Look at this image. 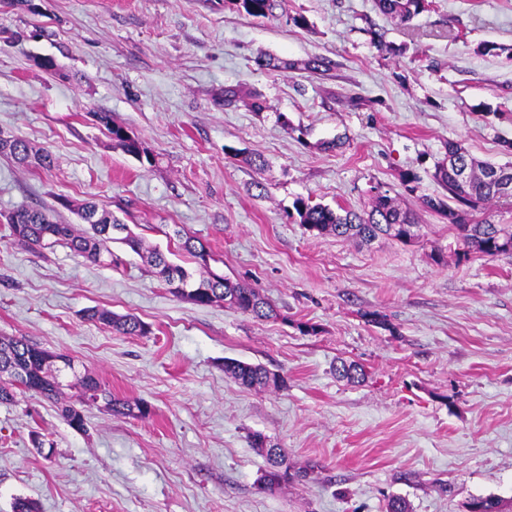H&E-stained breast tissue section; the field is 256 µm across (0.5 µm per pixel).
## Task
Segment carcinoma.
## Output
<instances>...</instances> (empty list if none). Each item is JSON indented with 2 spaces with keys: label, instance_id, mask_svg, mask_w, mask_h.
Returning <instances> with one entry per match:
<instances>
[{
  "label": "carcinoma",
  "instance_id": "1",
  "mask_svg": "<svg viewBox=\"0 0 512 512\" xmlns=\"http://www.w3.org/2000/svg\"><path fill=\"white\" fill-rule=\"evenodd\" d=\"M238 11L255 18H269L279 0H228ZM379 10L404 21L420 14L428 7V0H377ZM229 104L241 102L253 111L262 109L259 95L236 88L224 90ZM97 121L112 135V141L123 151L140 156L137 140L122 135L123 127L112 121L107 112L94 113ZM9 155L22 166L36 163L48 167L52 156L44 148L34 149L22 138L13 140ZM435 179L445 194L425 197L423 204L431 211L448 219L457 231L458 254L468 258L473 254L484 257L512 255V233H506L500 225L484 218L474 224L463 223L465 210L489 206L503 198L512 197V164L482 162L468 154L460 144L448 143V164L436 167ZM299 223L318 235L334 234L338 237L357 238L365 243L381 235H389L401 242H410L419 237L420 225L414 222L411 213L398 205L387 192L378 190L371 209L361 212L344 210L339 213L322 204H313L303 199L294 203ZM85 214L96 217V222L86 229L58 222L51 209L21 207L11 212L7 224L15 241L26 248L38 249L55 243H63L76 255L103 266H112L110 243L120 242L134 252L141 249V239L132 233L115 237L114 229H127L117 217L94 201H86L79 207ZM180 248L189 255L192 263L201 268L208 267L209 254L195 240L185 237ZM150 266L165 281L170 282L174 274L188 277V293L182 298L200 306L226 302L244 315L268 319L275 315L273 307L252 288L233 283L214 272L198 275L196 271L166 260L157 250L148 256ZM84 318L108 326L122 335L143 336L149 326L133 315H115L106 309L91 308ZM62 361L71 366V360L31 344L24 336L0 337V402L14 401L16 390L39 394L55 401L61 415L74 429L87 431L86 411L102 400L114 415L144 417L147 407L115 398L112 392L91 375L81 380L78 395L61 397V384L52 373L55 362ZM224 374L244 387L257 385L281 389L284 380L261 365H252L233 359L224 360ZM252 447L266 457L268 469L261 479L260 489L273 492L288 481V469L283 467L285 455L266 442V437L256 433L251 436Z\"/></svg>",
  "mask_w": 512,
  "mask_h": 512
}]
</instances>
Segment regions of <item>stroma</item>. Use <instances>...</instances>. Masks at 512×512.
Listing matches in <instances>:
<instances>
[{"label":"stroma","instance_id":"stroma-1","mask_svg":"<svg viewBox=\"0 0 512 512\" xmlns=\"http://www.w3.org/2000/svg\"><path fill=\"white\" fill-rule=\"evenodd\" d=\"M304 17L305 26L294 23ZM381 43H374V34ZM271 56L277 69L258 65ZM315 56L324 72L300 69ZM54 70L39 67L41 59ZM257 92L262 111L224 100ZM110 113L144 159L115 147ZM0 135L54 157L23 169L0 153V214L93 196L171 261L179 234L211 268L277 310L257 320L176 297L128 247L114 267L61 243L31 250L0 223V336L68 356L144 418L105 404L71 428L33 393L0 403V512H465L512 500V255H458L435 167L458 142L512 160V0H432L403 23L376 0H282L256 19L226 0H0ZM261 156L262 167L225 155ZM415 176L413 189L403 180ZM398 197L419 240L308 232L296 199L367 208ZM150 327L125 336L90 308ZM280 374L246 389L225 359ZM361 364L364 381L335 370ZM265 435L308 471L259 492Z\"/></svg>","mask_w":512,"mask_h":512}]
</instances>
